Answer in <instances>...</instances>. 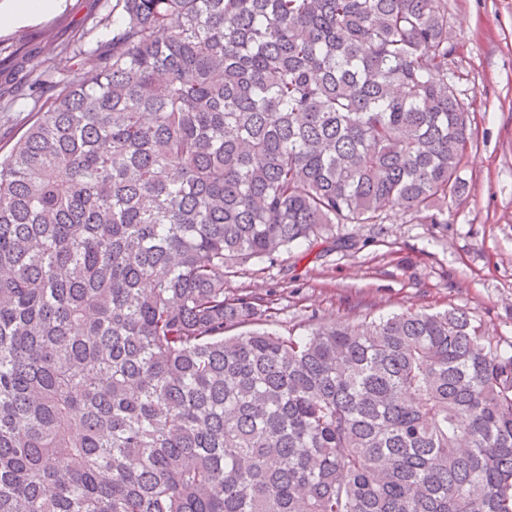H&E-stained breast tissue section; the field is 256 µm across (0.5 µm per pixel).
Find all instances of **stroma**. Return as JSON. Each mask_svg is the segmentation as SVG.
I'll list each match as a JSON object with an SVG mask.
<instances>
[{"mask_svg":"<svg viewBox=\"0 0 512 512\" xmlns=\"http://www.w3.org/2000/svg\"><path fill=\"white\" fill-rule=\"evenodd\" d=\"M112 0H65L42 21L0 33V147L9 148L46 108L25 78L48 46L86 49L112 36ZM448 70L470 105L465 193L441 223L386 211L377 224L333 234L280 256L276 265L227 279L226 292L270 296L280 336L306 334L319 314L342 322L404 311H471L484 331L512 340V0H448Z\"/></svg>","mask_w":512,"mask_h":512,"instance_id":"stroma-1","label":"stroma"}]
</instances>
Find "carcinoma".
I'll return each mask as SVG.
<instances>
[{"label":"carcinoma","instance_id":"obj_1","mask_svg":"<svg viewBox=\"0 0 512 512\" xmlns=\"http://www.w3.org/2000/svg\"><path fill=\"white\" fill-rule=\"evenodd\" d=\"M82 42L0 153V512H512V344L468 310L285 338L224 291L461 196L448 0H115Z\"/></svg>","mask_w":512,"mask_h":512}]
</instances>
